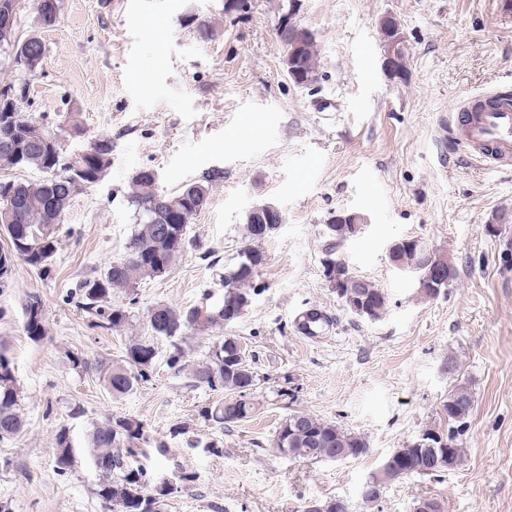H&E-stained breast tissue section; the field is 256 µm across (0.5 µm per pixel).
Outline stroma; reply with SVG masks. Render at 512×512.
I'll list each match as a JSON object with an SVG mask.
<instances>
[{"mask_svg": "<svg viewBox=\"0 0 512 512\" xmlns=\"http://www.w3.org/2000/svg\"><path fill=\"white\" fill-rule=\"evenodd\" d=\"M495 2L299 0L294 19L318 48V80L307 88L282 65V0H253L235 22L224 0H60L56 23L40 32L41 73L29 75L0 50V85L27 88L24 115L55 127L75 112L89 135L112 141L111 168L73 198L58 226L51 273L19 261L0 286V352L26 419L22 436L0 442V506L107 512L85 454L59 472L55 436L67 429L80 446L93 424L128 416L169 442L167 455L144 461L154 480L183 468L196 474L179 486L170 512H304L308 501L329 497L347 501L350 512H414L423 497L443 512H512V168L486 171L440 142L442 115L463 97L512 93V21L499 19ZM386 14L398 19L407 45V71L396 79L382 70L378 20ZM189 15L213 25L216 37L199 40ZM145 167L162 192L213 169L224 178L190 224L184 258L113 296L132 311L133 334L147 335L155 304L188 309L222 298L218 275L240 259L246 213L266 202L283 213L257 245L261 289L225 330L256 356L260 409L225 430L219 456L193 445L212 435L198 412L215 392L168 369L169 344L159 339L153 377L112 397L92 365L120 357L125 335L91 327L73 298L84 277L124 256L136 225L132 179ZM343 212L366 219L338 254L387 295L376 321L348 310L323 276L322 232ZM402 238L452 260L456 278L437 297L421 298L394 270L388 248ZM32 294L43 305L39 340L24 330ZM309 307L337 317L317 339L293 325ZM73 354L89 369L74 367ZM459 382L475 399L461 464L435 479L392 481L378 502H364L363 484L393 451L423 429L447 432L442 407ZM295 411L360 435L367 454L280 455L269 442ZM177 423L188 434L171 437Z\"/></svg>", "mask_w": 512, "mask_h": 512, "instance_id": "1", "label": "stroma"}]
</instances>
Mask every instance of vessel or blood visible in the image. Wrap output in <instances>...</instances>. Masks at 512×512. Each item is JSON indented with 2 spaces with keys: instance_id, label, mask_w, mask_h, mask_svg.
Returning a JSON list of instances; mask_svg holds the SVG:
<instances>
[{
  "instance_id": "vessel-or-blood-1",
  "label": "vessel or blood",
  "mask_w": 512,
  "mask_h": 512,
  "mask_svg": "<svg viewBox=\"0 0 512 512\" xmlns=\"http://www.w3.org/2000/svg\"><path fill=\"white\" fill-rule=\"evenodd\" d=\"M448 140L484 169L512 165V94L492 92L460 101L448 117Z\"/></svg>"
}]
</instances>
